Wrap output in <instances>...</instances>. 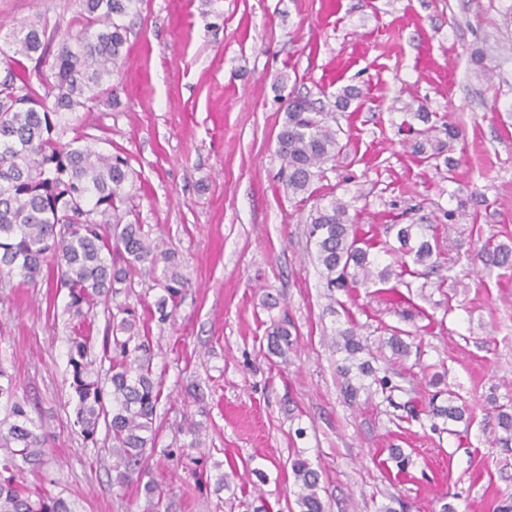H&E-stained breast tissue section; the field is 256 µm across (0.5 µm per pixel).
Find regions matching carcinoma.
Here are the masks:
<instances>
[{"label": "carcinoma", "instance_id": "carcinoma-1", "mask_svg": "<svg viewBox=\"0 0 512 512\" xmlns=\"http://www.w3.org/2000/svg\"><path fill=\"white\" fill-rule=\"evenodd\" d=\"M82 28L52 49L46 26L34 22L12 28L0 38V56L6 64L0 78V272L16 274L35 283L44 269H57L69 289L68 309L86 316L83 306L130 292L138 274H154L163 294L156 302L158 322L171 316L188 279L181 273L175 253L153 243L141 224L125 221L126 184L130 170L119 154H103L88 144L87 137L65 136L69 115L90 112L112 93L110 81L127 43L124 19L139 14L143 0H82ZM48 65L40 71L41 89L30 81L27 62ZM434 127L417 132L415 149L427 160L444 153L445 144L433 138ZM337 130L326 121L323 107L306 98L288 102L286 119L277 136L281 175L289 192L309 189L317 171L341 151ZM421 224H402L397 229L399 246L381 243L380 251L395 260L379 266L375 248L359 234L348 214V205L337 199L311 214L309 238L328 288H369L425 276L437 264V246L422 232ZM487 265L512 266V248L487 243L480 253ZM105 336L103 358L108 361L110 390H105L89 355V337L71 342L69 366L77 397L74 426L83 441L96 442L99 424H105L109 456L120 485L141 479L146 449L155 447V422L160 388L152 378L148 331L126 307ZM394 359L403 361L410 346L395 331L380 340ZM293 345L288 324L277 323L268 338L273 354L286 356ZM337 347L346 353L342 371L346 396L354 400L360 390L383 394L392 389L388 376L361 358L370 352L368 339L353 326L339 332ZM357 374H352V369ZM448 391V405L434 407L435 415L451 421L464 419L467 408ZM0 446L8 449L0 459V512H73L61 496L32 492L20 476L25 466L40 461L45 433L18 399L15 384L0 367ZM502 434L496 443L512 444V414L499 411ZM295 478L296 512H325L319 494V473L310 463L296 458L291 463ZM146 512H162L164 492L155 480L146 483Z\"/></svg>", "mask_w": 512, "mask_h": 512}]
</instances>
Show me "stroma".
Segmentation results:
<instances>
[{
    "instance_id": "obj_1",
    "label": "stroma",
    "mask_w": 512,
    "mask_h": 512,
    "mask_svg": "<svg viewBox=\"0 0 512 512\" xmlns=\"http://www.w3.org/2000/svg\"><path fill=\"white\" fill-rule=\"evenodd\" d=\"M80 4L0 0V33L41 21L66 38ZM126 23L118 107L77 112L73 126L127 158L128 218L175 251L190 286L163 324L150 277L77 318L56 270L35 284L0 272V367L48 435L25 484L74 512H144L142 484L114 485L107 440L85 446L73 426L69 338L91 336L101 358L122 306L150 328L161 399L146 456L169 512H252L260 499L293 512L298 457L319 471L327 512L511 505L512 447L493 439L495 405L512 406V268L476 253L489 239L512 246V0H143ZM347 86L360 95L335 113L342 151L291 194L276 153L289 99L332 102ZM449 123L461 135L438 168L414 153L415 132ZM335 198L376 241L393 224L430 225L444 286L329 291L306 221ZM283 318L298 336L284 359L267 350ZM351 322L374 339L409 332L392 403L345 400L335 338ZM448 389L470 423L433 417ZM193 421L197 448L183 434Z\"/></svg>"
}]
</instances>
